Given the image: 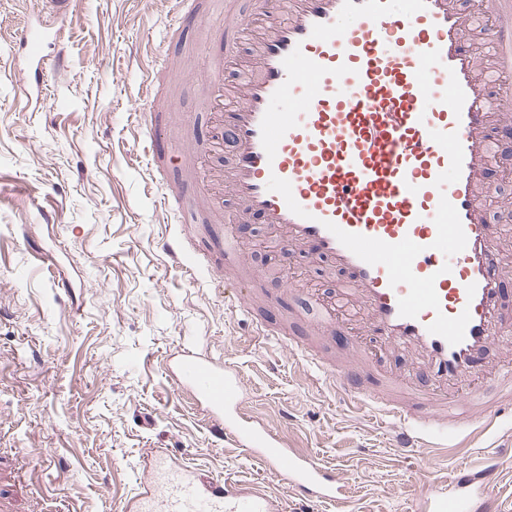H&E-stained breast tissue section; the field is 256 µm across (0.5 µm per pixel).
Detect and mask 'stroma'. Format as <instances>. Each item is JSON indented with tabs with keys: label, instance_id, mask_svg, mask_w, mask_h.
Wrapping results in <instances>:
<instances>
[{
	"label": "stroma",
	"instance_id": "35a3bbf8",
	"mask_svg": "<svg viewBox=\"0 0 512 512\" xmlns=\"http://www.w3.org/2000/svg\"><path fill=\"white\" fill-rule=\"evenodd\" d=\"M42 0H0V452L20 449L0 495L18 494L21 512H118L140 475L144 449L170 448L208 478L266 482L283 507L293 492L233 439L217 440L174 382L183 348L238 369L244 407L301 449L343 473L349 512H424L422 467L437 477L474 465L492 448L512 460V415L466 445L394 450L389 422L361 415L274 336H249L244 311L225 302L210 275L187 273L161 248L180 215L158 204L147 160L135 146L140 85L156 73L157 104L199 112L200 69L209 33H167L170 0H77L55 26L48 96L31 100L32 76L14 42L25 13ZM146 44L134 59L127 48ZM197 83L185 91L175 72ZM59 208L57 223L39 210ZM248 264L277 303L269 322L298 307L314 319L316 296L335 279L326 263L287 255L244 237ZM53 252L64 286L33 255ZM303 274L297 299L280 298L283 269Z\"/></svg>",
	"mask_w": 512,
	"mask_h": 512
}]
</instances>
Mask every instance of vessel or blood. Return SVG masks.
Masks as SVG:
<instances>
[{
	"mask_svg": "<svg viewBox=\"0 0 512 512\" xmlns=\"http://www.w3.org/2000/svg\"><path fill=\"white\" fill-rule=\"evenodd\" d=\"M224 0L223 43L208 55L200 103L215 124L197 176L161 191L176 213L206 201L223 216L207 252L188 232L163 249L261 297L235 227L262 219L289 256L327 262L341 279L318 297L317 320L294 312L257 336L288 346L357 408L394 426L398 447L486 432L512 412V316L504 308L512 209L485 221L501 141L496 88L512 77V0ZM175 28L205 25L197 0H172ZM50 31L27 22L26 63L43 82ZM145 115L137 145L162 180L176 140ZM235 208L225 212L224 198ZM179 390L191 393L213 437L244 443L294 492V512L340 503L344 476L289 447L241 408L237 369L185 351ZM427 385H418V378ZM498 452L440 484L420 478L433 512H500ZM123 512H282L260 483L196 475L169 448L145 451L139 488Z\"/></svg>",
	"mask_w": 512,
	"mask_h": 512,
	"instance_id": "1",
	"label": "vessel or blood"
}]
</instances>
